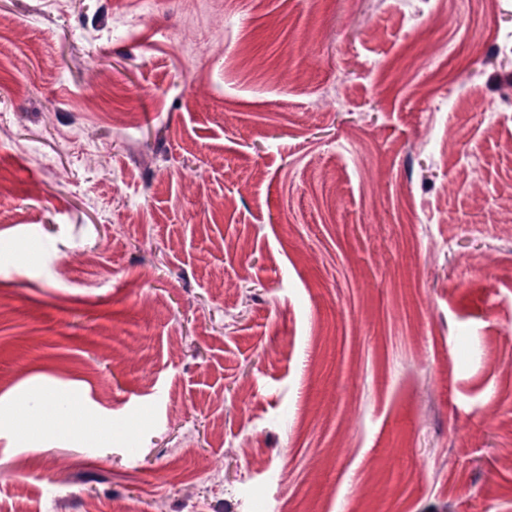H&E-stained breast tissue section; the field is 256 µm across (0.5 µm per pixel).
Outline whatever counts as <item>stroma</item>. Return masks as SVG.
<instances>
[{
  "label": "stroma",
  "mask_w": 512,
  "mask_h": 512,
  "mask_svg": "<svg viewBox=\"0 0 512 512\" xmlns=\"http://www.w3.org/2000/svg\"><path fill=\"white\" fill-rule=\"evenodd\" d=\"M0 183V512H512V0H0Z\"/></svg>",
  "instance_id": "1"
}]
</instances>
